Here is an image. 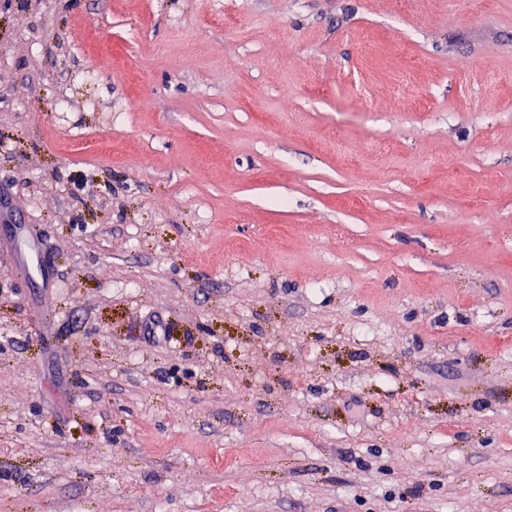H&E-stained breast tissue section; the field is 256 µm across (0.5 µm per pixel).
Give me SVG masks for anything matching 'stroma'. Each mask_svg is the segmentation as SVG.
Segmentation results:
<instances>
[{"mask_svg":"<svg viewBox=\"0 0 512 512\" xmlns=\"http://www.w3.org/2000/svg\"><path fill=\"white\" fill-rule=\"evenodd\" d=\"M236 3L0 0V512H512V0Z\"/></svg>","mask_w":512,"mask_h":512,"instance_id":"1","label":"stroma"}]
</instances>
